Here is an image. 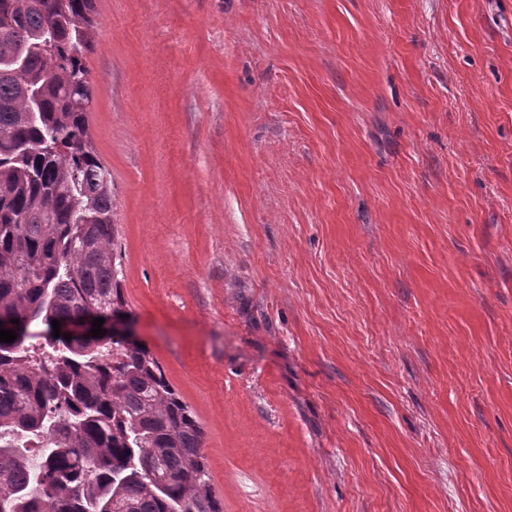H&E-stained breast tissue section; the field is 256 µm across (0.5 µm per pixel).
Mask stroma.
<instances>
[{"label":"stroma","mask_w":512,"mask_h":512,"mask_svg":"<svg viewBox=\"0 0 512 512\" xmlns=\"http://www.w3.org/2000/svg\"><path fill=\"white\" fill-rule=\"evenodd\" d=\"M129 319L224 512H512V0H96Z\"/></svg>","instance_id":"stroma-1"}]
</instances>
